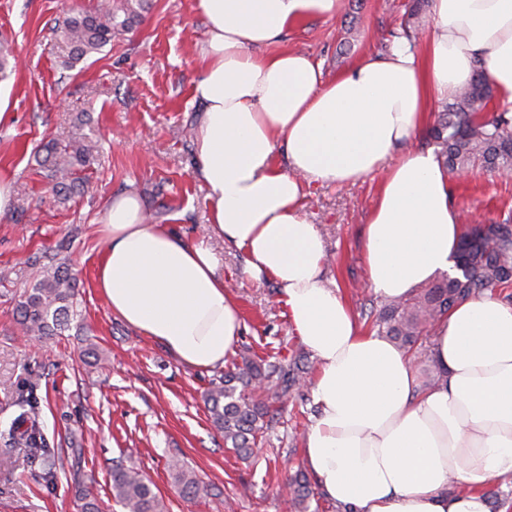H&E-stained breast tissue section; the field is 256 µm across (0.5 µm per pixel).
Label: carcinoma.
<instances>
[{"instance_id":"carcinoma-1","label":"carcinoma","mask_w":512,"mask_h":512,"mask_svg":"<svg viewBox=\"0 0 512 512\" xmlns=\"http://www.w3.org/2000/svg\"><path fill=\"white\" fill-rule=\"evenodd\" d=\"M427 0H411L407 21L401 30L389 31V38L414 35L410 20L421 19ZM134 9L129 0L112 7L105 0L92 12H81L64 19L58 29L70 51L63 67L101 51L112 38L131 29L140 10L150 0H137ZM123 19H118V12ZM16 67L11 48L0 44V78ZM491 84L482 69L475 70L471 82L446 103L425 138L435 147L450 175L467 174L485 168L502 174L512 173V109L500 105L489 114ZM41 161L55 190L65 198L81 193L87 182L81 173L94 161V146L84 137L65 144L48 141L42 145ZM456 273L416 290L412 296L387 301L372 321L379 334L410 350L431 335L434 325L458 303L491 292L512 302V218L491 224L466 225L458 250ZM76 296L75 277L69 268L46 266L20 302L19 322L25 333L50 339L68 326ZM306 368L296 359L269 361L250 351L232 360L224 377L212 383L204 394V403L213 425L224 434V444L243 459L256 446L260 423L269 416L270 405H285L300 394L305 385ZM21 413L8 429L9 440L21 442L35 452L44 451L45 440L36 421V403ZM175 478L189 497L207 493L203 483L180 464H173ZM294 512H307L313 490L306 475L297 473L287 482ZM112 495L125 512H166V506L151 482L142 474L121 466L112 468Z\"/></svg>"}]
</instances>
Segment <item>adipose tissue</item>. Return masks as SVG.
I'll return each instance as SVG.
<instances>
[{"instance_id":"1","label":"adipose tissue","mask_w":512,"mask_h":512,"mask_svg":"<svg viewBox=\"0 0 512 512\" xmlns=\"http://www.w3.org/2000/svg\"><path fill=\"white\" fill-rule=\"evenodd\" d=\"M343 0H195L206 32L192 97L195 174L210 229L243 251L251 279L273 280L296 336L319 365V414L303 442L319 492L353 512H490L484 487L512 476V304H457L430 338L441 385L422 388L388 337L364 330L323 277V238L305 211L311 187L379 176L366 220L369 286L407 298L451 271L464 227L447 172L413 142L434 102L484 66L512 104V0H429L416 42L365 53L329 78L283 48L299 25L336 18ZM96 286L114 314L183 365L223 366L242 334L208 241L145 221L137 194L113 198ZM466 485L449 492L450 480Z\"/></svg>"}]
</instances>
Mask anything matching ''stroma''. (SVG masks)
Here are the masks:
<instances>
[{"instance_id":"1","label":"stroma","mask_w":512,"mask_h":512,"mask_svg":"<svg viewBox=\"0 0 512 512\" xmlns=\"http://www.w3.org/2000/svg\"><path fill=\"white\" fill-rule=\"evenodd\" d=\"M408 0H345L339 16L306 23L291 49L321 60L335 76L363 52L385 50L387 33L405 17ZM97 0H0V40L20 65L0 87L11 118L0 124V178L13 185L0 216V428L35 399L38 425L56 468L17 446L0 451V512H82L89 487L100 512H124L112 495V467L140 471L167 512H292L283 491L305 467L302 440L315 420L312 400L280 411L254 458L224 445L204 394L221 369L181 364L160 342L113 314L95 286L104 249L99 227L112 197L133 189L150 223L172 225L188 241L208 238L209 202L194 174V130L200 118L191 87L205 26L194 0H152L139 24L99 53L64 68L62 20L94 9ZM86 136L96 146L88 192L64 201L41 168L38 148ZM462 222H495L512 214V178L483 169L453 180ZM377 180L310 189L309 220L326 247L324 276L352 306L381 308L368 286L363 228ZM210 245L245 323L238 348L261 356L308 358L287 319L280 290L250 279L246 258L219 239ZM64 261L77 275L76 316L47 342L22 336L17 304L42 267ZM96 345L98 359L85 356ZM180 459L208 487L188 499L170 468Z\"/></svg>"}]
</instances>
